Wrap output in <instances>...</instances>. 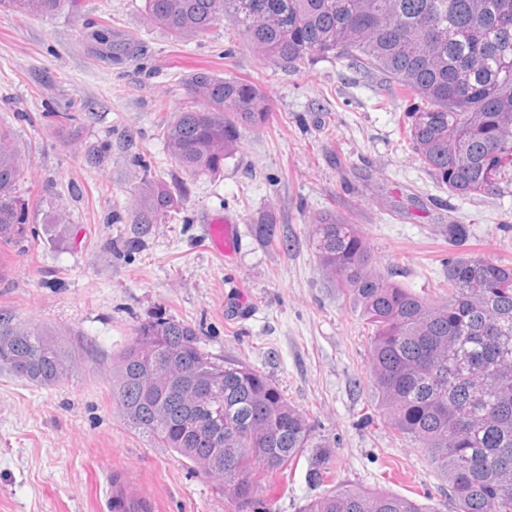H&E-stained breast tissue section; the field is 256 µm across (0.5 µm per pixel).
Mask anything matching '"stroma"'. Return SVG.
Wrapping results in <instances>:
<instances>
[{
  "label": "stroma",
  "instance_id": "stroma-1",
  "mask_svg": "<svg viewBox=\"0 0 512 512\" xmlns=\"http://www.w3.org/2000/svg\"><path fill=\"white\" fill-rule=\"evenodd\" d=\"M90 20L135 40L138 54L100 61L82 36ZM197 72L254 83L270 118L242 129L220 174H184L178 213L137 232L134 187L142 173L166 182L175 172L160 124L201 108L185 89ZM413 102L345 59L281 67L225 22L176 40L148 22L145 0H82L78 14L53 17L1 9L0 124L20 150L17 192L36 235L6 258L0 313L60 335L72 358L54 386L0 369V512H105V460L139 481L156 512H228L216 479L129 428L112 397L119 354L156 317L195 326L212 354L261 371L334 447L324 483L309 482L305 454L262 486L272 512H302L339 486L449 512L426 449L388 424L369 383L371 328L310 237L325 213L358 225L377 269L432 303L448 296L453 255L512 264V181L490 195L450 193L410 145ZM53 110L70 121L49 122ZM50 209L66 220L51 239ZM116 211L123 223L111 222ZM215 217L236 226L231 258L212 248ZM264 222L275 242L256 235ZM449 224L468 225L461 245ZM133 236L129 253L122 241Z\"/></svg>",
  "mask_w": 512,
  "mask_h": 512
}]
</instances>
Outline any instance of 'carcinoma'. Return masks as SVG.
Wrapping results in <instances>:
<instances>
[{
	"label": "carcinoma",
	"instance_id": "obj_1",
	"mask_svg": "<svg viewBox=\"0 0 512 512\" xmlns=\"http://www.w3.org/2000/svg\"><path fill=\"white\" fill-rule=\"evenodd\" d=\"M78 0H0V8L53 17ZM149 20L175 38L232 23L262 56L297 66L341 56L380 72L418 104L409 138L424 166L460 196L492 194L512 170V0H145ZM99 57L132 52L96 29ZM186 90L199 110L166 121L168 150L194 174H218L240 129L264 124L269 98L253 83L199 72ZM12 131L0 126V249L27 241L28 203ZM134 224H160L179 195L147 176L135 189ZM313 236L322 267L373 326L370 378L388 424L428 450L448 481L452 512H512V265L471 254L448 260V299L428 303L373 266L354 224L326 216ZM70 354L51 331L0 314V366L37 385L68 373ZM113 396L130 428L222 482L232 512H271L264 478L312 451L323 482L330 444L262 372L202 347L199 330L143 321L116 363ZM220 416L223 441L209 426ZM303 512H428L400 495L328 491Z\"/></svg>",
	"mask_w": 512,
	"mask_h": 512
}]
</instances>
